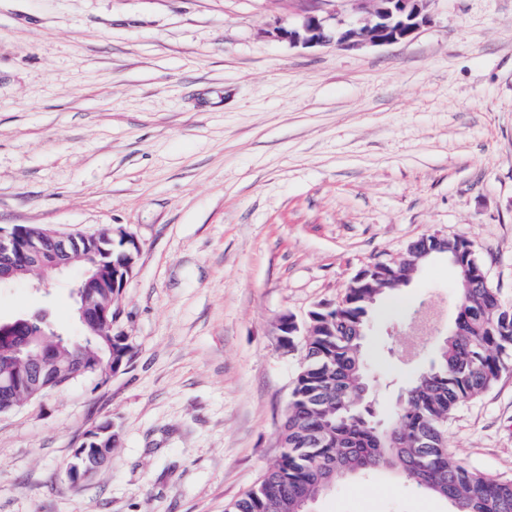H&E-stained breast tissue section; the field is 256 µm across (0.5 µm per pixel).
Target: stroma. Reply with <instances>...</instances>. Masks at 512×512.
<instances>
[{
  "mask_svg": "<svg viewBox=\"0 0 512 512\" xmlns=\"http://www.w3.org/2000/svg\"><path fill=\"white\" fill-rule=\"evenodd\" d=\"M392 44L291 46L274 27L351 0H0V226L122 228L140 244L117 324L129 360L0 416V512H224L280 452L304 322L367 263L423 235L471 240L512 302V0H432ZM74 266L0 290V317L75 336ZM457 275L429 261L373 312L380 408L435 358ZM441 315L411 333L420 303ZM99 472L66 465L103 422ZM512 480V373L446 431ZM312 512H454L378 471Z\"/></svg>",
  "mask_w": 512,
  "mask_h": 512,
  "instance_id": "obj_1",
  "label": "stroma"
}]
</instances>
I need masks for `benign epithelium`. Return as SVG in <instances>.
<instances>
[{
    "label": "benign epithelium",
    "instance_id": "benign-epithelium-1",
    "mask_svg": "<svg viewBox=\"0 0 512 512\" xmlns=\"http://www.w3.org/2000/svg\"><path fill=\"white\" fill-rule=\"evenodd\" d=\"M358 4L368 3L366 14L351 22L343 19L331 20L329 16L308 14L288 28L278 27L275 34L291 46L305 47L336 45L353 49L367 44L384 45L413 36L422 26L431 21L429 4L432 0H354ZM120 238L126 247L124 273L115 272L104 277L94 274L99 263L88 257L103 242ZM407 252L415 258L414 271H419V261L448 252V239L436 234L424 235L407 245ZM89 261L90 269L76 285L79 289L77 312L88 326L89 335L98 336V320L112 313L122 316L115 302L120 295L119 286L126 285L133 275L140 245L124 229H105L94 234H65L51 229L42 231V236L28 237L19 228L0 227V286L11 282L29 269L40 273L35 287L48 285L52 277L69 267L74 254ZM391 261L370 262L362 267L349 281L354 285L375 271L382 277L391 275ZM0 335L11 337L8 348H0V415L11 413L21 405L17 399L19 389H25L30 397H41L51 389H59L80 376L102 374L107 378L116 373L121 364L110 363L101 369L96 363L83 364L65 380L55 378L56 353L60 345L55 337L40 331L32 332L30 322L18 319L10 324H0ZM38 346V353L27 358L23 367L17 369L13 362L26 354L31 345ZM112 449L108 438L94 447L82 443L74 452L69 465V479L75 483L88 479Z\"/></svg>",
    "mask_w": 512,
    "mask_h": 512
}]
</instances>
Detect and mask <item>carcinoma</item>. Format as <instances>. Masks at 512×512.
I'll return each mask as SVG.
<instances>
[{
  "label": "carcinoma",
  "instance_id": "cac0c4a2",
  "mask_svg": "<svg viewBox=\"0 0 512 512\" xmlns=\"http://www.w3.org/2000/svg\"><path fill=\"white\" fill-rule=\"evenodd\" d=\"M448 255L459 273L455 334L383 425L365 393L364 337L357 332L377 300L397 287L381 286L373 272L363 287L345 289L341 302L313 310L302 341L288 337V348L301 347V367L280 425V454L225 512H300L301 501L316 498L343 472L365 476L394 466L406 482L451 502L454 512H512V481L468 468L445 444L454 413L512 369V305L488 287L470 241L448 240ZM98 341L94 354L102 363L128 356L126 337H112L110 347ZM74 345L64 340L61 365L88 358Z\"/></svg>",
  "mask_w": 512,
  "mask_h": 512
}]
</instances>
